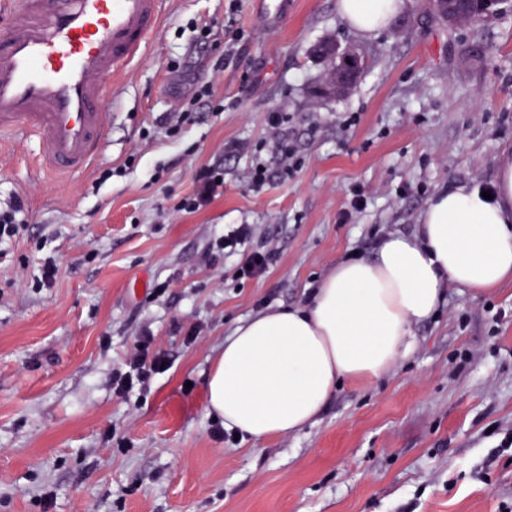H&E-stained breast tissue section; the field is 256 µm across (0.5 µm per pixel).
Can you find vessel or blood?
<instances>
[{
  "label": "vessel or blood",
  "instance_id": "b4317fda",
  "mask_svg": "<svg viewBox=\"0 0 512 512\" xmlns=\"http://www.w3.org/2000/svg\"><path fill=\"white\" fill-rule=\"evenodd\" d=\"M166 0H0V135L56 174L100 157L104 104L157 33Z\"/></svg>",
  "mask_w": 512,
  "mask_h": 512
}]
</instances>
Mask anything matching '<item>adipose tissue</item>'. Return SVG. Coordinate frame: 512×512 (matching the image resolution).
<instances>
[{
    "mask_svg": "<svg viewBox=\"0 0 512 512\" xmlns=\"http://www.w3.org/2000/svg\"><path fill=\"white\" fill-rule=\"evenodd\" d=\"M404 0H337L364 36L383 30ZM512 281V152L492 198L456 185L429 201L410 236L393 235L369 259L336 265L301 306L253 316L225 339L207 383L210 413L259 441L312 422L341 381H372L416 348L413 328L443 291Z\"/></svg>",
    "mask_w": 512,
    "mask_h": 512,
    "instance_id": "1",
    "label": "adipose tissue"
}]
</instances>
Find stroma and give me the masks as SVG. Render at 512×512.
Masks as SVG:
<instances>
[{
    "instance_id": "35a3bbf8",
    "label": "stroma",
    "mask_w": 512,
    "mask_h": 512,
    "mask_svg": "<svg viewBox=\"0 0 512 512\" xmlns=\"http://www.w3.org/2000/svg\"><path fill=\"white\" fill-rule=\"evenodd\" d=\"M268 4L168 0L156 38L114 80L89 170L49 178L34 138L0 142V205L26 208L0 245V512H512L511 283L446 289L410 357L342 382L300 431L215 433L206 382L236 326L413 234L448 186H493L512 149V7L450 33L426 0H405L364 37L337 0H281L275 15ZM327 42L366 55L336 96L318 92ZM204 83L211 97L168 134L160 119ZM274 112L298 163L258 189L250 171L271 158ZM208 166L223 184L176 211ZM356 190L366 206L353 214ZM241 224L249 246L276 252L261 277L239 276L235 254L204 261ZM53 253L56 279L38 286ZM191 323L203 330L190 343ZM144 329L170 367L124 400L112 371Z\"/></svg>"
}]
</instances>
